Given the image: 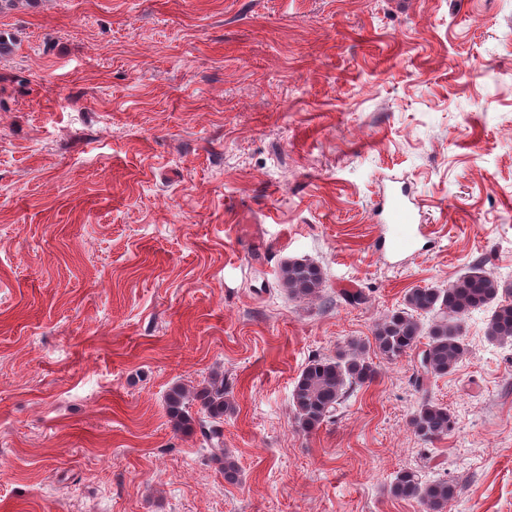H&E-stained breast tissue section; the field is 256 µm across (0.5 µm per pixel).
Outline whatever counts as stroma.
Instances as JSON below:
<instances>
[{"instance_id":"1","label":"stroma","mask_w":512,"mask_h":512,"mask_svg":"<svg viewBox=\"0 0 512 512\" xmlns=\"http://www.w3.org/2000/svg\"><path fill=\"white\" fill-rule=\"evenodd\" d=\"M0 501L13 512H512V341L492 307L415 387L374 353L414 288L512 284V0H40L0 14ZM401 181L417 250L376 251ZM272 243L261 263L241 225ZM307 259L321 293L280 281ZM361 293L345 302L343 293ZM357 341L376 368L302 431L306 364ZM221 377L239 476L165 395ZM456 418L424 443L423 398ZM497 305L487 325L486 336L492 341H512V303ZM390 493L397 498L414 499L425 512H444L448 502L456 497V486L446 479L423 481L418 472L398 473L391 485Z\"/></svg>"}]
</instances>
